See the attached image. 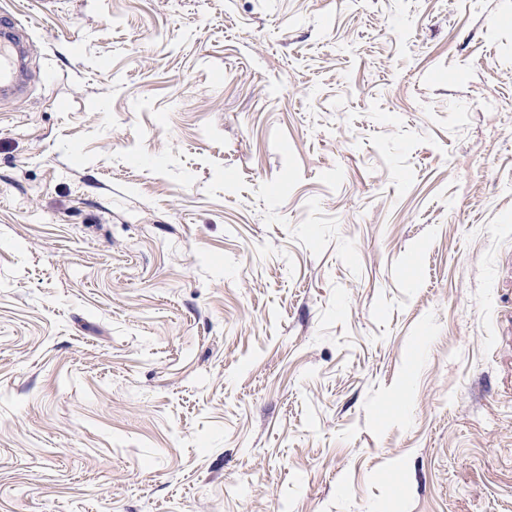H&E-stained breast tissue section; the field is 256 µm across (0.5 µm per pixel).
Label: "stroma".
<instances>
[{
  "mask_svg": "<svg viewBox=\"0 0 512 512\" xmlns=\"http://www.w3.org/2000/svg\"><path fill=\"white\" fill-rule=\"evenodd\" d=\"M0 512H512V0H11ZM0 17V91L5 95L16 88L26 26L15 14L10 17L4 10H0Z\"/></svg>",
  "mask_w": 512,
  "mask_h": 512,
  "instance_id": "stroma-1",
  "label": "stroma"
}]
</instances>
